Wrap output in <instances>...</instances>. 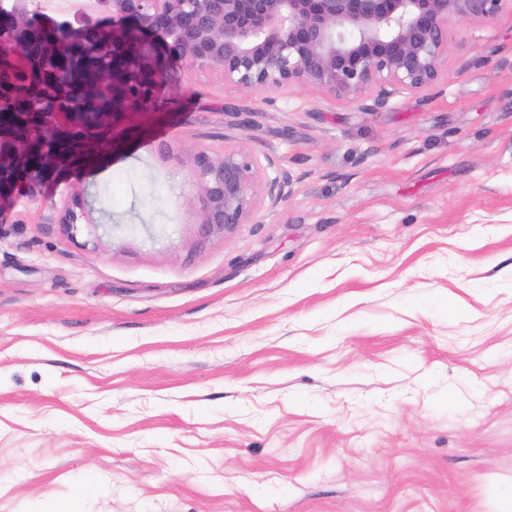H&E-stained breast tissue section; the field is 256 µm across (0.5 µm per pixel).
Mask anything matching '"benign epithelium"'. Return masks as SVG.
Returning <instances> with one entry per match:
<instances>
[{"label": "benign epithelium", "instance_id": "7a95c632", "mask_svg": "<svg viewBox=\"0 0 512 512\" xmlns=\"http://www.w3.org/2000/svg\"><path fill=\"white\" fill-rule=\"evenodd\" d=\"M0 0V203L98 150L80 132L154 108L171 62L216 68L224 88L274 105L298 89L376 112L445 79L453 34L493 27L512 0ZM188 183L199 225L227 236L290 194L243 141L199 147ZM89 207L64 204L72 228Z\"/></svg>", "mask_w": 512, "mask_h": 512}]
</instances>
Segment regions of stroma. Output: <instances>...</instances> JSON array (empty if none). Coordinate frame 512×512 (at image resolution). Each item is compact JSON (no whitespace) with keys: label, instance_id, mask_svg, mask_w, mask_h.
<instances>
[{"label":"stroma","instance_id":"obj_1","mask_svg":"<svg viewBox=\"0 0 512 512\" xmlns=\"http://www.w3.org/2000/svg\"><path fill=\"white\" fill-rule=\"evenodd\" d=\"M445 67L366 113L178 66L1 204L0 512H512V17ZM241 139L291 193L226 238L188 170ZM88 207V200L83 194L75 193L71 195L64 204L62 224L68 228H74L79 217L77 210H79L80 215H82Z\"/></svg>","mask_w":512,"mask_h":512}]
</instances>
